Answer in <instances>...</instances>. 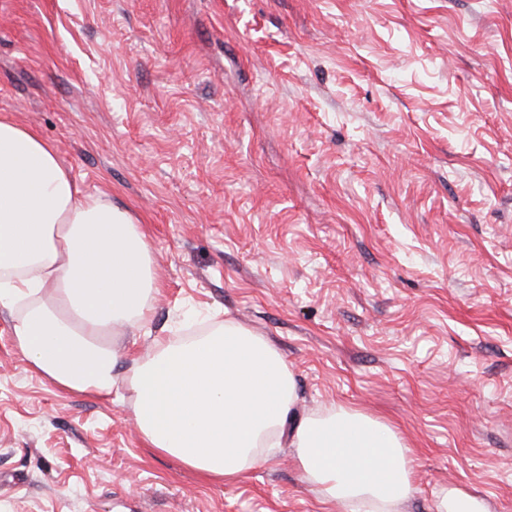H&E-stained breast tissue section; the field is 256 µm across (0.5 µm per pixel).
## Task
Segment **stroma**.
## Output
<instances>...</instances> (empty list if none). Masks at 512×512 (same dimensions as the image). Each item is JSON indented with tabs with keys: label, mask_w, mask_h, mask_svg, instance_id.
<instances>
[{
	"label": "stroma",
	"mask_w": 512,
	"mask_h": 512,
	"mask_svg": "<svg viewBox=\"0 0 512 512\" xmlns=\"http://www.w3.org/2000/svg\"><path fill=\"white\" fill-rule=\"evenodd\" d=\"M0 116L137 219L162 285L108 397L0 314V512H344L285 448L224 485L146 448L128 368L228 319L295 415L397 429L403 512H512V0H0ZM438 512H488L484 502L459 489L441 490Z\"/></svg>",
	"instance_id": "1"
}]
</instances>
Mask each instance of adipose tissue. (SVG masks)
I'll return each mask as SVG.
<instances>
[{
  "label": "adipose tissue",
  "instance_id": "ef3b65f1",
  "mask_svg": "<svg viewBox=\"0 0 512 512\" xmlns=\"http://www.w3.org/2000/svg\"><path fill=\"white\" fill-rule=\"evenodd\" d=\"M159 292L135 218L0 117V312L27 365L61 390L111 395L109 338L143 328ZM128 383L147 445L208 481L232 483L286 445L303 480L346 512H401L413 491L410 450L394 428L345 406L293 415L287 362L234 321L157 348Z\"/></svg>",
  "mask_w": 512,
  "mask_h": 512
}]
</instances>
